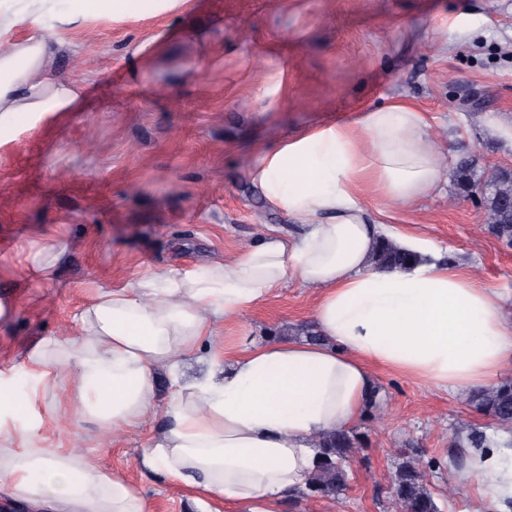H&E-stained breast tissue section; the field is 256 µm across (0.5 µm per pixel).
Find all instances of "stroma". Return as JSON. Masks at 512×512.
Instances as JSON below:
<instances>
[{"label":"stroma","instance_id":"1","mask_svg":"<svg viewBox=\"0 0 512 512\" xmlns=\"http://www.w3.org/2000/svg\"><path fill=\"white\" fill-rule=\"evenodd\" d=\"M159 34L161 51L130 55V42ZM56 36L57 73L82 85L75 110L0 130V378L35 399L43 448L98 457L149 512H199L191 491L137 464L161 419L117 441L85 439L87 422L56 416L58 388L28 375L24 354L77 337L76 316L100 291L223 259L268 230L298 236L300 220L265 199L251 166L277 138L415 105L444 155L441 180L408 208L364 191L366 218L433 243L512 307V245L456 181L463 160L485 177L512 168V144L492 127L512 124V0H191L169 17H100ZM56 248L52 281L31 277L28 257ZM315 298L289 282L238 325L257 342L306 338ZM374 380L375 402L351 430L348 489L336 500L298 494L282 512H397L391 478L409 457L442 512H512L458 430L485 432L489 452L506 455L512 433L453 393L384 369Z\"/></svg>","mask_w":512,"mask_h":512}]
</instances>
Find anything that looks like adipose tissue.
I'll return each instance as SVG.
<instances>
[{
	"instance_id": "1",
	"label": "adipose tissue",
	"mask_w": 512,
	"mask_h": 512,
	"mask_svg": "<svg viewBox=\"0 0 512 512\" xmlns=\"http://www.w3.org/2000/svg\"><path fill=\"white\" fill-rule=\"evenodd\" d=\"M188 0H67L57 20L113 21L175 14ZM39 0H0V128L68 112L79 84L53 65V27L18 40L13 30ZM441 154L424 115L398 101L365 111L359 129L330 124L281 139L254 169L267 199L300 218L294 241L268 234L222 261L161 269L100 293L78 316L76 341L35 345L25 364L38 380L68 376L58 401L119 438L162 412L168 427L141 450V468L191 488L197 503L221 496L235 512H279L304 489L316 440L363 415L375 369L469 391L512 364V320L502 297L462 270L398 237L417 254L404 268L372 262L376 225L359 196L373 187L407 206L439 179ZM295 280L316 293L315 341L255 342L239 317ZM207 370L187 381V361ZM171 391L160 400L158 381ZM0 448V490L37 512H147L140 492L82 454Z\"/></svg>"
}]
</instances>
